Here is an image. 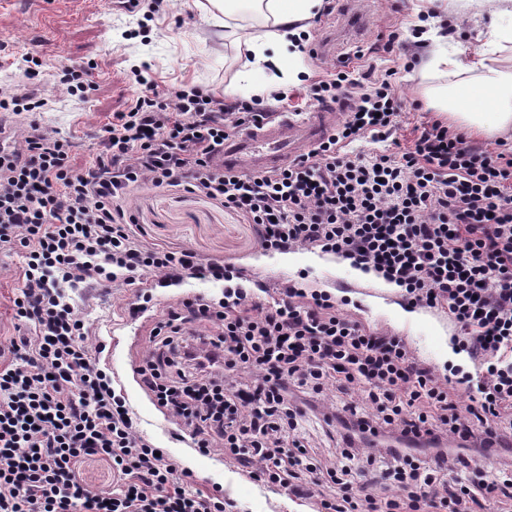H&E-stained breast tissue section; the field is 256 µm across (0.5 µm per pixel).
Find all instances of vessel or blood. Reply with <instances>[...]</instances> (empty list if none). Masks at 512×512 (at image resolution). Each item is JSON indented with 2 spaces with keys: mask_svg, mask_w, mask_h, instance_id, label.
Segmentation results:
<instances>
[{
  "mask_svg": "<svg viewBox=\"0 0 512 512\" xmlns=\"http://www.w3.org/2000/svg\"><path fill=\"white\" fill-rule=\"evenodd\" d=\"M336 127V106L325 102L303 117L280 112L224 141L214 159L228 174H261L293 162L327 141Z\"/></svg>",
  "mask_w": 512,
  "mask_h": 512,
  "instance_id": "vessel-or-blood-1",
  "label": "vessel or blood"
}]
</instances>
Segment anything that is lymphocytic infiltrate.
<instances>
[{
    "label": "lymphocytic infiltrate",
    "mask_w": 512,
    "mask_h": 512,
    "mask_svg": "<svg viewBox=\"0 0 512 512\" xmlns=\"http://www.w3.org/2000/svg\"><path fill=\"white\" fill-rule=\"evenodd\" d=\"M42 66L23 56L25 79L0 85V112L46 107L26 85ZM132 74L137 97L104 126L89 168H74L70 143L36 125L0 145V245L26 252L14 307L32 325L0 349V512H225L223 496L187 489L178 464L139 434L67 294L138 283L136 317L155 288L189 278L224 292L173 303L137 373L191 448L222 443L255 481L319 512H493L512 501V155L439 122L403 150L351 152L386 141L402 104L392 71L359 81L341 70L310 86L314 102L352 100L325 143L278 171L227 175L213 164L225 138L267 119V99L285 93L229 104ZM145 184L235 211L263 251L337 256L399 287L408 306L443 310L478 378L437 374L328 291L291 280L259 301L242 268L144 243L131 194ZM329 385L348 402L329 403ZM316 418L343 432L328 466L306 436ZM90 457L106 463L112 490L86 481Z\"/></svg>",
    "instance_id": "lymphocytic-infiltrate-1"
}]
</instances>
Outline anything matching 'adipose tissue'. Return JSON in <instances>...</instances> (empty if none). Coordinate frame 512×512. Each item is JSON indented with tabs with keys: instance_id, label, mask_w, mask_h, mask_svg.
Returning a JSON list of instances; mask_svg holds the SVG:
<instances>
[{
	"instance_id": "adipose-tissue-1",
	"label": "adipose tissue",
	"mask_w": 512,
	"mask_h": 512,
	"mask_svg": "<svg viewBox=\"0 0 512 512\" xmlns=\"http://www.w3.org/2000/svg\"><path fill=\"white\" fill-rule=\"evenodd\" d=\"M245 3L266 20L261 29L244 36L256 63L278 67L284 59H298L297 40L322 0H192L193 7L209 15L218 28L226 26ZM452 7L473 19L491 15L492 21L476 34L475 63H466L444 49L429 58L426 67L433 71L442 66L456 72L472 67L480 71L477 83L462 82L454 91H437L434 101L453 120L491 135L512 126V25L499 22L500 17L512 14V0H454Z\"/></svg>"
}]
</instances>
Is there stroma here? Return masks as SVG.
<instances>
[{"mask_svg": "<svg viewBox=\"0 0 512 512\" xmlns=\"http://www.w3.org/2000/svg\"><path fill=\"white\" fill-rule=\"evenodd\" d=\"M183 0H169L164 12L146 27L138 17L113 10L108 0H0V79L19 77L22 55L33 53L43 60V73L33 87L46 97L45 111L29 115V122L70 140L74 165L86 167L99 153L102 127L113 115L126 111L138 89L131 67L150 64V74L159 87L198 85L215 92L238 82L242 72L252 74L251 87L265 85L271 72L252 64L253 57L229 40L213 37L212 29L198 15L187 11ZM329 14L310 20L306 33L310 42L328 38L344 17L355 18L363 28L357 43L348 44L343 55H303L294 67L307 75L291 83L284 112H304L311 105L309 84L329 74L349 56L356 74L367 68L376 73L394 71V92L403 112L393 136L402 146L411 145L423 123L443 121V114L430 106L427 90L476 81L477 73L432 74L421 69L424 39L413 36L420 15V0H324ZM400 40L392 51L383 46L391 32ZM365 49L354 59L356 49ZM94 62L95 89L86 101L69 96L55 75L61 66ZM132 212L144 241L189 249L202 259L233 262L267 290L282 283L303 280L306 287L320 288L343 300L345 313L371 328L402 336L413 354L439 374L475 373L476 366L458 343L456 329L446 313L419 310L417 318L406 315L408 306L398 291L377 277H361L349 261L306 250L267 253L258 248L249 225L233 211L184 190L144 186L134 191ZM25 259L20 249L0 248V342L16 336L14 300L22 287ZM221 283L188 279L181 286L159 288L151 312L138 319L126 310L136 298L132 286L109 284L95 289L78 286L70 295L83 311L88 327V345L100 349L114 379L136 414L139 432L162 448L181 468L190 471V490L220 492L231 512H316L314 502L289 496L280 486L254 481L236 464L225 460L223 448L203 455L181 438L179 422L158 407L140 385L137 366L148 350V337L167 316L176 299L194 294L217 295Z\"/></svg>", "mask_w": 512, "mask_h": 512, "instance_id": "obj_1", "label": "stroma"}]
</instances>
